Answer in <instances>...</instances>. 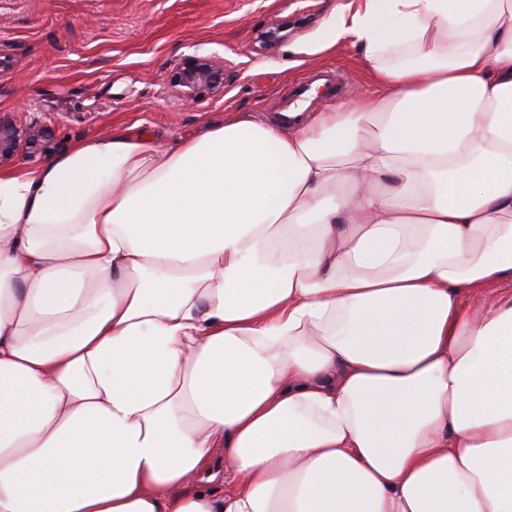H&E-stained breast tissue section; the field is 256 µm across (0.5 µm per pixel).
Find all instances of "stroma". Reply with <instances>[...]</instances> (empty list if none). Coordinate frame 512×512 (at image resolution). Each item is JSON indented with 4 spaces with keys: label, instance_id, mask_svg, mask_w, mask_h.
Listing matches in <instances>:
<instances>
[{
    "label": "stroma",
    "instance_id": "35a3bbf8",
    "mask_svg": "<svg viewBox=\"0 0 512 512\" xmlns=\"http://www.w3.org/2000/svg\"><path fill=\"white\" fill-rule=\"evenodd\" d=\"M344 2L0 0V113L50 132L9 168L39 166L116 126L168 144L240 113L265 123L286 83L325 67L373 90L355 49H312ZM195 54L223 59L224 89L182 108L169 77Z\"/></svg>",
    "mask_w": 512,
    "mask_h": 512
}]
</instances>
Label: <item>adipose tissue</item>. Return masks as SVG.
<instances>
[{
  "mask_svg": "<svg viewBox=\"0 0 512 512\" xmlns=\"http://www.w3.org/2000/svg\"><path fill=\"white\" fill-rule=\"evenodd\" d=\"M339 46L347 111L0 173V512H512V0Z\"/></svg>",
  "mask_w": 512,
  "mask_h": 512,
  "instance_id": "1",
  "label": "adipose tissue"
}]
</instances>
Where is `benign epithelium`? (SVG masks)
<instances>
[{
    "label": "benign epithelium",
    "instance_id": "benign-epithelium-1",
    "mask_svg": "<svg viewBox=\"0 0 512 512\" xmlns=\"http://www.w3.org/2000/svg\"><path fill=\"white\" fill-rule=\"evenodd\" d=\"M170 86L176 98L190 103L224 88V61L211 55H192L182 59L171 71ZM44 130L31 125L17 126L0 115V165L12 160L21 142L32 141Z\"/></svg>",
    "mask_w": 512,
    "mask_h": 512
}]
</instances>
